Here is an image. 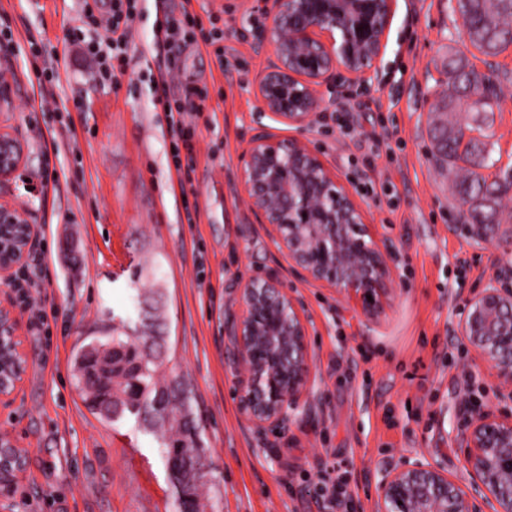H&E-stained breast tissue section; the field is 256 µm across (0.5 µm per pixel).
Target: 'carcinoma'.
<instances>
[{"mask_svg":"<svg viewBox=\"0 0 512 512\" xmlns=\"http://www.w3.org/2000/svg\"><path fill=\"white\" fill-rule=\"evenodd\" d=\"M463 45L486 57H496L512 46V0H463L460 3ZM486 76L463 64L448 68V94L435 105V111L453 113L471 99L487 103L489 96L472 99L474 90ZM468 127L448 124V136L433 128L434 157L455 183L459 204L465 207L467 221H484L495 213L498 185L489 183L479 169L488 166L489 156L475 163L473 140H465ZM164 316L157 304L138 294L130 316L112 330L106 341H92L74 356L77 386L88 409L100 419L117 422L134 418L139 429L155 436L160 443L164 464L180 458L182 471L177 481L192 480V495L204 500L202 488L207 474H194L195 465L205 457L195 423L191 391L177 378L161 377L165 362ZM129 351L128 363L112 358V350Z\"/></svg>","mask_w":512,"mask_h":512,"instance_id":"cac0c4a2","label":"carcinoma"}]
</instances>
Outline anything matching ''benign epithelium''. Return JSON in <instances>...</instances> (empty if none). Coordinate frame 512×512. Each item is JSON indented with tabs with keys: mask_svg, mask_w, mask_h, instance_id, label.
<instances>
[{
	"mask_svg": "<svg viewBox=\"0 0 512 512\" xmlns=\"http://www.w3.org/2000/svg\"><path fill=\"white\" fill-rule=\"evenodd\" d=\"M394 0H260L258 49H270L256 74L258 108L275 121L304 128L321 111V87L362 78L383 55ZM15 90L0 82V112L16 109ZM27 159L25 141L0 129V184ZM241 184L258 224L307 282L336 289L360 304L367 320L384 312L392 289L390 253L347 184L298 140L268 129L251 138ZM506 206L495 224H450L448 233L493 250L492 275L470 292L456 333L471 362L492 371L495 395L512 403V225ZM34 227L29 211L0 198V275L26 259ZM310 320L277 276L236 289L224 322L225 366L234 376L245 421L259 433L289 427L310 407L315 381ZM26 367L19 324L0 308V404L7 406ZM458 448L467 478L426 460L406 459L384 469L376 484L377 512H512V409L497 410L475 394L462 403ZM25 455L0 436V487L11 488Z\"/></svg>",
	"mask_w": 512,
	"mask_h": 512,
	"instance_id": "obj_1",
	"label": "benign epithelium"
}]
</instances>
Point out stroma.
Returning <instances> with one entry per match:
<instances>
[{
  "label": "stroma",
  "mask_w": 512,
  "mask_h": 512,
  "mask_svg": "<svg viewBox=\"0 0 512 512\" xmlns=\"http://www.w3.org/2000/svg\"><path fill=\"white\" fill-rule=\"evenodd\" d=\"M257 0H139L122 73L102 80L79 40L100 35L86 0H0V30L13 42L0 73L17 109L0 125L17 130L28 161L0 198L32 215L46 254L50 332L17 320L27 368L0 434L27 457L11 512H172L158 442L133 418L109 423L85 406L72 361L111 335L130 297L156 295L166 315V375L183 380L208 457L218 512H324L316 486L326 468L345 477L346 512H374L382 470L420 457L462 474L461 403L491 384L456 335L466 295L492 272L475 244L449 234L462 223L448 175L432 157L427 115L447 93L446 71L463 56L461 20L448 0H396L386 50L364 81L321 91L325 116L297 129L257 108L253 77L267 62L254 46ZM191 12L213 47L195 52L155 38L157 11ZM59 79L44 83L41 53ZM493 72L489 108L461 119L499 166H512V49L467 57ZM228 68H220V60ZM178 77L170 100L201 92L197 162L190 176L199 221L187 223L166 112L153 102L168 61ZM308 143L348 182L379 245L392 247L395 296L374 322L335 290L291 275L256 224L240 181V156L258 125ZM393 155L372 157L384 129ZM57 193L42 194L45 175ZM372 178L377 192L367 190ZM278 270L311 319L318 380L311 408L290 428L264 436L243 421L224 368V319L233 290Z\"/></svg>",
  "instance_id": "1"
}]
</instances>
